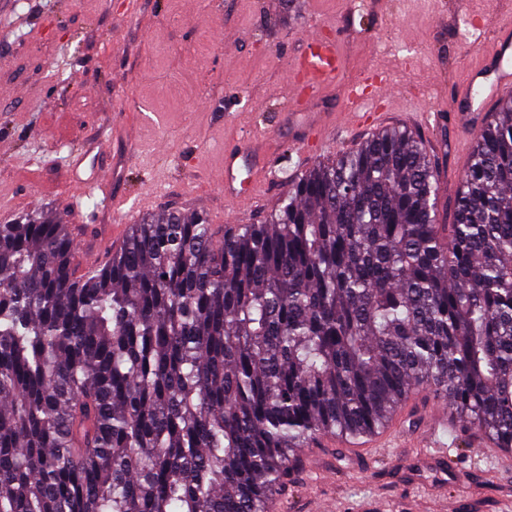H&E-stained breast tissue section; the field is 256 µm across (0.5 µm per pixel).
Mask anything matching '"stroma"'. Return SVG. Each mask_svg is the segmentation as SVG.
<instances>
[{"label":"stroma","instance_id":"1","mask_svg":"<svg viewBox=\"0 0 512 512\" xmlns=\"http://www.w3.org/2000/svg\"><path fill=\"white\" fill-rule=\"evenodd\" d=\"M512 19V0H0V220L43 210L83 224L106 246L116 224L186 210L213 224H259L312 157L290 140L319 120L325 158L366 132L342 125L348 86L372 72L396 93L378 100L389 123L412 125L439 157L441 213L470 156L458 134L434 126L485 50L475 19ZM333 38L334 83L288 101L291 65L309 37ZM247 148L256 198L224 194V152ZM108 167L122 190L113 206L83 194L74 153ZM416 424L370 461L304 449L268 512H512V467L489 468L456 426L442 466L413 447Z\"/></svg>","mask_w":512,"mask_h":512}]
</instances>
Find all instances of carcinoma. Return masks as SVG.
<instances>
[{
  "mask_svg": "<svg viewBox=\"0 0 512 512\" xmlns=\"http://www.w3.org/2000/svg\"><path fill=\"white\" fill-rule=\"evenodd\" d=\"M386 127L291 178L263 224L171 211L76 275L67 225L0 224V512H267L299 452L408 399L512 448V95L454 221Z\"/></svg>",
  "mask_w": 512,
  "mask_h": 512,
  "instance_id": "1",
  "label": "carcinoma"
}]
</instances>
